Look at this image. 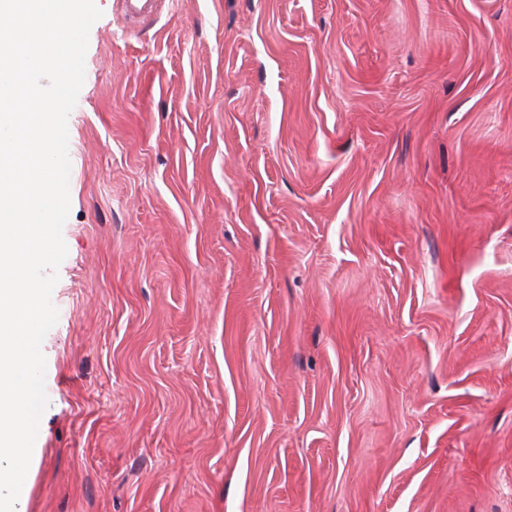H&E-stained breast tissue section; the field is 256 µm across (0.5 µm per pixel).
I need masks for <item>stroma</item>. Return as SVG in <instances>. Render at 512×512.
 <instances>
[{
  "mask_svg": "<svg viewBox=\"0 0 512 512\" xmlns=\"http://www.w3.org/2000/svg\"><path fill=\"white\" fill-rule=\"evenodd\" d=\"M25 512H512V0H95ZM160 0H120L119 17L128 30L151 23L160 12Z\"/></svg>",
  "mask_w": 512,
  "mask_h": 512,
  "instance_id": "35a3bbf8",
  "label": "stroma"
}]
</instances>
